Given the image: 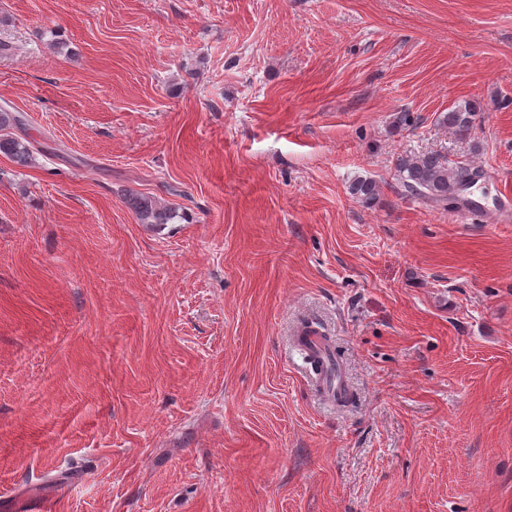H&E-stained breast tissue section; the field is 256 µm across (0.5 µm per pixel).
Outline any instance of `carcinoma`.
Instances as JSON below:
<instances>
[{
  "mask_svg": "<svg viewBox=\"0 0 512 512\" xmlns=\"http://www.w3.org/2000/svg\"><path fill=\"white\" fill-rule=\"evenodd\" d=\"M476 112L474 104H460L448 109L441 116V121L457 133L468 134L474 128ZM24 125L22 113L0 106V154L22 167L31 161L32 145L30 141L13 135L12 129ZM395 169L408 195L445 205L474 180V174L467 167L453 169L444 155L435 152L400 156L395 161ZM349 193L369 204L379 195V186L370 178H358L349 185ZM128 203L142 224H167L178 217L177 210L158 205L149 195L133 194L129 196Z\"/></svg>",
  "mask_w": 512,
  "mask_h": 512,
  "instance_id": "cac0c4a2",
  "label": "carcinoma"
}]
</instances>
